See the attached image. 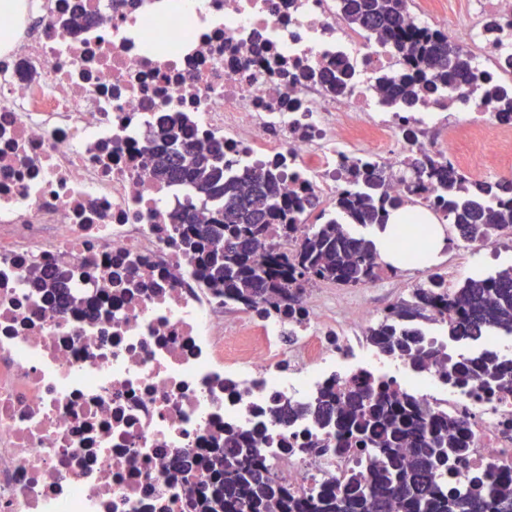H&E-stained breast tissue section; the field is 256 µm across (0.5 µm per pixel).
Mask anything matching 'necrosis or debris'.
Segmentation results:
<instances>
[{
    "instance_id": "obj_1",
    "label": "necrosis or debris",
    "mask_w": 512,
    "mask_h": 512,
    "mask_svg": "<svg viewBox=\"0 0 512 512\" xmlns=\"http://www.w3.org/2000/svg\"><path fill=\"white\" fill-rule=\"evenodd\" d=\"M20 2L0 14V512H199L193 490L229 435L298 498L344 491L376 453L334 448L306 408L352 380L456 421L468 454L440 489L512 479V379L447 377L504 355L505 331L454 347L455 312L432 310L417 337L432 362L417 369L371 345L383 313L328 285L304 288L293 317L234 303L184 245L187 218L215 207L149 163L174 125L190 145L221 143L227 172L277 169L316 219L356 191L344 169L357 164L438 214L402 169L448 160L483 181L490 157L512 156V114L479 87L392 92L405 59L338 0ZM444 15L422 0L407 17L512 93V42L493 29L512 0H474L450 31ZM339 68L340 92L321 77Z\"/></svg>"
}]
</instances>
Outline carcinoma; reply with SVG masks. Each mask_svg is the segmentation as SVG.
Here are the masks:
<instances>
[{
	"label": "carcinoma",
	"instance_id": "1",
	"mask_svg": "<svg viewBox=\"0 0 512 512\" xmlns=\"http://www.w3.org/2000/svg\"><path fill=\"white\" fill-rule=\"evenodd\" d=\"M352 20L395 44L408 69L394 86L411 94L425 84L453 93L464 84L483 81L470 67L467 51L448 44L443 33H425L407 22L406 0H342ZM166 147L151 153L153 175L158 179L193 184L207 198L224 197L222 218L210 224H192L186 236L189 251L198 258L204 276L224 286V296L248 307L266 304L278 311H296L303 286L322 280L339 286L365 285L377 276L374 242L352 232V227L384 223L389 210L401 206L382 184L371 191L339 199L336 219L314 224L299 250L288 257L271 247L268 227L288 234L299 224L305 205L277 191L278 178L271 171L246 172L224 177V153L217 145L205 150L186 147L180 131L164 132ZM416 195L437 190L446 199L448 223L466 239L490 241L512 229V182H473L449 164L414 167L409 177ZM222 248H217L219 241ZM452 305L457 313L451 336L459 339L473 325L512 331V266L463 288L438 295L420 284L411 302H401L367 331L372 343L398 351L422 368L430 354L395 335L390 319L411 316L428 319L427 307ZM512 372V362L488 355L470 370L455 371L458 386L480 385L491 389ZM317 416L336 420V447L371 446L382 462L369 488L362 474H354L341 494L328 487L306 501L264 478L258 470L255 449L231 438L225 444L224 469L217 480L198 490L203 512H512V487L480 479L471 487L447 494L439 491L436 478L448 462H463L466 447L448 417L423 412L389 386L377 389H327L318 403Z\"/></svg>",
	"mask_w": 512,
	"mask_h": 512
}]
</instances>
